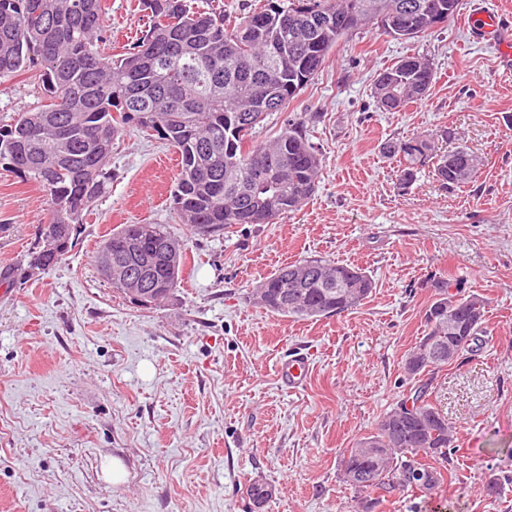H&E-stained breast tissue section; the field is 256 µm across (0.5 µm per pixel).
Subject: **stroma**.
Returning a JSON list of instances; mask_svg holds the SVG:
<instances>
[{
    "mask_svg": "<svg viewBox=\"0 0 512 512\" xmlns=\"http://www.w3.org/2000/svg\"><path fill=\"white\" fill-rule=\"evenodd\" d=\"M113 54L139 35L138 0H103ZM512 16V0H461L444 25L412 40L353 33L282 112L257 126L273 140L307 125L323 166L316 193L274 224L197 236L170 205L174 148L134 131L117 138L107 193L76 244L46 273L26 274L49 218L43 191L0 168V512H348L345 448L373 432L412 386L402 360L422 336L442 276L487 301L478 351L437 372L433 400L456 428L443 492L384 498L376 512H512V57L471 29L476 8ZM429 57L426 97L398 112L370 94L401 57ZM40 104L34 74L0 84V125ZM439 138L482 164L447 186L424 169L407 191L382 151L389 139ZM163 224L183 243L177 291L158 306L119 295L96 257L112 230ZM321 257L364 269L373 293L320 320L273 315L249 300L279 267ZM307 350L305 385L281 388L280 358ZM120 482L106 474L111 460Z\"/></svg>",
    "mask_w": 512,
    "mask_h": 512,
    "instance_id": "obj_1",
    "label": "stroma"
}]
</instances>
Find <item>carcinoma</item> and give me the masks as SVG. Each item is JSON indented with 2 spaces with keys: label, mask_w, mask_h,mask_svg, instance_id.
<instances>
[{
  "label": "carcinoma",
  "mask_w": 512,
  "mask_h": 512,
  "mask_svg": "<svg viewBox=\"0 0 512 512\" xmlns=\"http://www.w3.org/2000/svg\"><path fill=\"white\" fill-rule=\"evenodd\" d=\"M448 2L264 0L228 29L224 14L191 12L185 0H140L145 29L115 56L105 51L102 0H0V81L34 69L41 97L40 106L0 126V164L42 187L50 223L75 225L107 192L117 137L130 129L154 132L181 156L172 204L195 233L274 224L315 193L322 157L301 122L265 143L253 140L256 126L284 111L354 31L370 26L396 39L418 38L448 13ZM433 81L432 63L414 53L382 70L372 94L379 108L395 112L424 97ZM34 124L44 126L37 140L27 136ZM57 124L72 130L66 145L56 140ZM382 151L398 163L403 191L425 167L442 184L457 186L481 165L473 152H443L426 136L390 139ZM129 236L150 243L144 253L126 257L127 264L160 285L152 301L169 297L185 260L179 244L162 224H126L101 251H118V242ZM68 252L41 239L29 253L28 268L49 271ZM430 287L425 334L403 363L414 381L409 395L383 415L375 431L343 451L341 479L363 494L351 512H373L396 491L428 497L444 484L454 430L432 401L426 376L473 350L485 333L486 302L442 277ZM372 291L366 272L310 259L277 269L252 299L274 315L307 320L351 311ZM432 343L449 353L427 357L424 348ZM271 489L262 481L248 486L256 509L272 497Z\"/></svg>",
  "instance_id": "cac0c4a2"
}]
</instances>
